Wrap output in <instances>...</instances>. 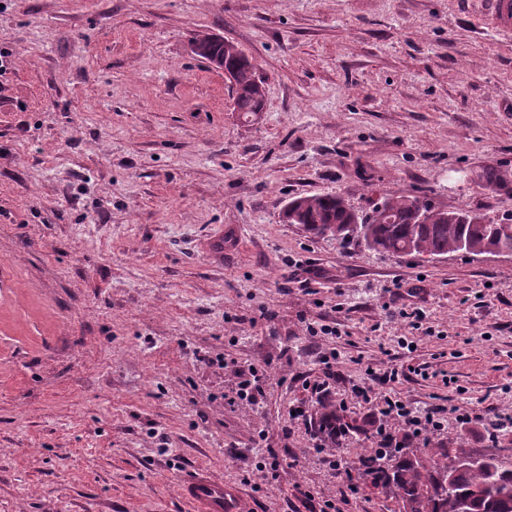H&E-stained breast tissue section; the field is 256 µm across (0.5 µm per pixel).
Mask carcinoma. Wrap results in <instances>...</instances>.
Segmentation results:
<instances>
[{
	"label": "carcinoma",
	"mask_w": 512,
	"mask_h": 512,
	"mask_svg": "<svg viewBox=\"0 0 512 512\" xmlns=\"http://www.w3.org/2000/svg\"><path fill=\"white\" fill-rule=\"evenodd\" d=\"M224 67L235 79L239 111L255 115L264 106L255 65L240 53L225 58ZM478 180L489 191L512 181L492 167ZM288 205L309 234L353 237L380 252L434 258L460 253L464 243L469 255H512V223L464 208L441 210L426 195H387L365 216L333 194L296 197ZM420 210L430 213L428 223H418ZM317 422L336 443V409L321 406ZM439 455L444 461H427L409 448H364L359 467L374 488L401 502L403 512H512V469L489 467L462 451L452 455L447 448L439 449Z\"/></svg>",
	"instance_id": "cac0c4a2"
}]
</instances>
